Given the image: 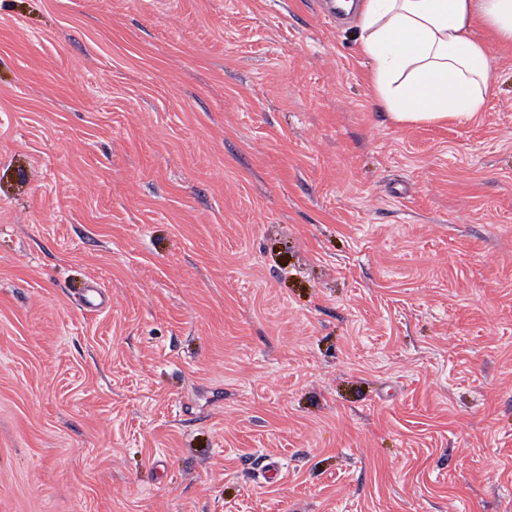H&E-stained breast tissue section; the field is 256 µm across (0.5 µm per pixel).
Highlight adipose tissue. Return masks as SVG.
<instances>
[{
	"mask_svg": "<svg viewBox=\"0 0 512 512\" xmlns=\"http://www.w3.org/2000/svg\"><path fill=\"white\" fill-rule=\"evenodd\" d=\"M355 14L372 90L391 121L462 124L484 110L495 77L475 28L512 44V0H361Z\"/></svg>",
	"mask_w": 512,
	"mask_h": 512,
	"instance_id": "1",
	"label": "adipose tissue"
}]
</instances>
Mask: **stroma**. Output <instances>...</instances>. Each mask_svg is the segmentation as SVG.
I'll return each instance as SVG.
<instances>
[{
    "label": "stroma",
    "mask_w": 512,
    "mask_h": 512,
    "mask_svg": "<svg viewBox=\"0 0 512 512\" xmlns=\"http://www.w3.org/2000/svg\"><path fill=\"white\" fill-rule=\"evenodd\" d=\"M355 34L0 0V512H512V46L402 126ZM76 293L81 299L82 306L91 311H98L110 303V297L94 284H85L79 288Z\"/></svg>",
    "instance_id": "stroma-1"
}]
</instances>
